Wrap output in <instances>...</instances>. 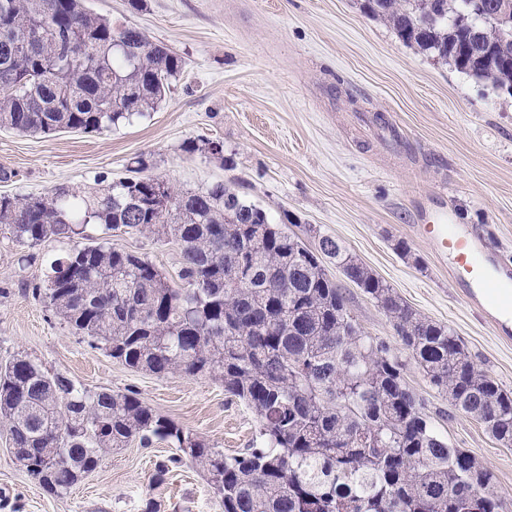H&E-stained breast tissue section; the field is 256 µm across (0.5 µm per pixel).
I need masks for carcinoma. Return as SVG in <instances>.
<instances>
[{
	"label": "carcinoma",
	"mask_w": 512,
	"mask_h": 512,
	"mask_svg": "<svg viewBox=\"0 0 512 512\" xmlns=\"http://www.w3.org/2000/svg\"><path fill=\"white\" fill-rule=\"evenodd\" d=\"M464 0H365L408 46L512 92V33L477 23L470 65L448 54ZM183 60L147 32L83 0H0V128L18 134L100 133L155 110ZM188 153L223 154L191 141ZM107 182L90 199L66 191L0 194V237L23 252L49 239L54 258L36 294L72 332L136 371L217 373L245 403L259 441L233 455L158 415L134 392L88 388L22 354L0 365V422L15 460L64 498L106 454L165 441L207 473L224 512H503L493 474L434 429L388 344L354 318L345 277L393 322L428 385L500 445L512 447V392L459 337L409 307L335 238L288 231L218 181L182 192L144 174ZM166 238L181 247L177 287L108 236ZM318 239V248L305 238Z\"/></svg>",
	"instance_id": "cac0c4a2"
}]
</instances>
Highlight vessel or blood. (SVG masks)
<instances>
[{"label": "vessel or blood", "mask_w": 512, "mask_h": 512, "mask_svg": "<svg viewBox=\"0 0 512 512\" xmlns=\"http://www.w3.org/2000/svg\"><path fill=\"white\" fill-rule=\"evenodd\" d=\"M421 229L450 276L465 285L468 303L496 325L499 335H511L512 265L486 251L475 232L456 223L443 206L426 213Z\"/></svg>", "instance_id": "b4317fda"}]
</instances>
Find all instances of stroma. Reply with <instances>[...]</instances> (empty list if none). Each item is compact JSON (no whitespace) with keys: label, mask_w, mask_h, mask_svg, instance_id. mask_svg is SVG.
I'll use <instances>...</instances> for the list:
<instances>
[{"label":"stroma","mask_w":512,"mask_h":512,"mask_svg":"<svg viewBox=\"0 0 512 512\" xmlns=\"http://www.w3.org/2000/svg\"><path fill=\"white\" fill-rule=\"evenodd\" d=\"M364 0H85L93 12L145 29L185 62L158 109L112 130L23 135L0 130V193L95 190L96 175L127 176L135 158L177 189L231 184L275 221L309 224L344 245L413 310L448 325L476 363L512 390V339L471 308L433 244L417 231L419 214L443 197L457 223L487 250L512 260V95L404 44ZM199 139L224 144L222 159L186 153ZM410 256H401L397 242ZM113 247L147 256L177 276L180 247L123 234ZM61 242L32 248L27 264L0 238V362L30 356L90 388L132 391L157 414L231 454L258 434L252 412L215 377L134 371L74 336L35 296L48 255ZM352 315L384 340L402 365L436 431L470 450L494 475L512 512V450L429 387L403 349L392 321L336 266ZM176 448L132 442L59 499L39 487L10 451L0 426V512H224L207 475L191 462L154 475Z\"/></svg>","instance_id":"obj_1"}]
</instances>
